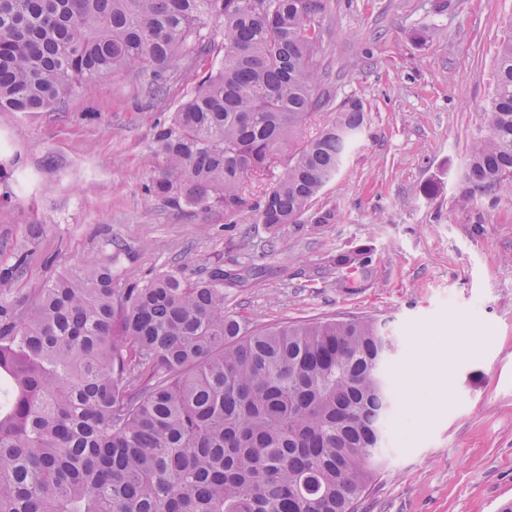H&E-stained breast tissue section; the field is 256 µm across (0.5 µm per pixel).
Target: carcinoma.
<instances>
[{
    "instance_id": "carcinoma-1",
    "label": "carcinoma",
    "mask_w": 512,
    "mask_h": 512,
    "mask_svg": "<svg viewBox=\"0 0 512 512\" xmlns=\"http://www.w3.org/2000/svg\"><path fill=\"white\" fill-rule=\"evenodd\" d=\"M328 0H0V109L46 112L99 78L166 86L184 48L221 62L155 134L148 192L232 212L246 179L286 157L255 223L298 224L367 115L320 90ZM464 194L512 196V21ZM336 109L316 134L298 132ZM0 271V512H356L381 464L392 404L387 345L369 320L249 328L224 313V269L120 288L95 257L4 304Z\"/></svg>"
}]
</instances>
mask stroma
<instances>
[{
	"label": "stroma",
	"instance_id": "obj_1",
	"mask_svg": "<svg viewBox=\"0 0 512 512\" xmlns=\"http://www.w3.org/2000/svg\"><path fill=\"white\" fill-rule=\"evenodd\" d=\"M512 0H330L319 55L334 103L367 126L300 223L270 231L249 179L231 213L147 186L154 134L190 90L152 98L106 76L53 112L0 111V269L11 300L112 254L121 285L222 267L224 309L251 327L368 318L398 349L383 464L358 512H500L512 503V197L463 203L486 135Z\"/></svg>",
	"mask_w": 512,
	"mask_h": 512
}]
</instances>
